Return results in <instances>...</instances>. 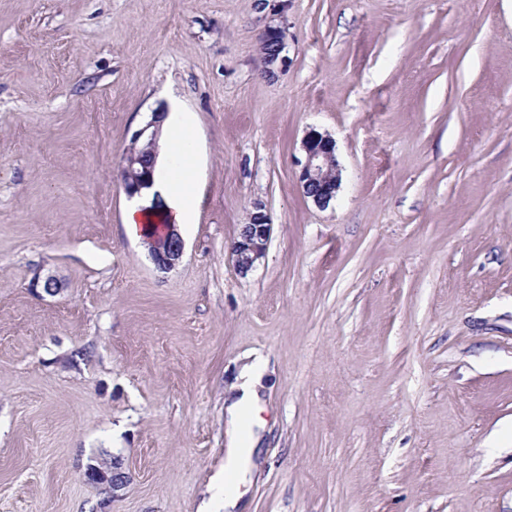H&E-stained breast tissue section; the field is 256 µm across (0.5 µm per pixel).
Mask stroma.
I'll return each instance as SVG.
<instances>
[{
	"mask_svg": "<svg viewBox=\"0 0 512 512\" xmlns=\"http://www.w3.org/2000/svg\"><path fill=\"white\" fill-rule=\"evenodd\" d=\"M163 109L199 159L168 272L118 174ZM257 360L246 512H512V0H0V512L222 502L224 399ZM114 463L119 488L83 477ZM269 45H274L275 50L273 52H268ZM260 50L264 55L265 61L267 63V70L269 76H274V70L271 66L280 61L284 62V58L282 56L283 51L285 50V42L283 37V31L279 26L268 25L262 35L260 40ZM305 161L299 173L304 194L313 203L326 208L336 198L340 173L335 141L327 134L310 129L302 141ZM250 224H242L231 250L234 264L241 275H247L265 256L270 237V217L262 206H256Z\"/></svg>",
	"mask_w": 512,
	"mask_h": 512,
	"instance_id": "1",
	"label": "stroma"
}]
</instances>
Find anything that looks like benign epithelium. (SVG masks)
<instances>
[{
  "label": "benign epithelium",
  "instance_id": "benign-epithelium-1",
  "mask_svg": "<svg viewBox=\"0 0 512 512\" xmlns=\"http://www.w3.org/2000/svg\"><path fill=\"white\" fill-rule=\"evenodd\" d=\"M271 45L275 46L272 52L268 51ZM260 50L267 63L268 75H274L273 65L284 61L282 53L285 50V42L280 27L269 25L264 29ZM162 116H164L162 112L152 113V118L131 136V148L125 154L119 171L124 191L130 198L142 195V192L151 188L153 184L158 140L161 135L159 118ZM140 148L148 154L149 164L132 176L130 169L137 162L135 151ZM302 149L305 153V161L299 173V182L304 194L311 198L316 206L325 208L336 198L340 186L335 141L330 136L311 129L302 141ZM270 229V217L260 206L256 207V211L251 214L250 223L241 225L231 247L234 264L239 274L244 276L251 272L265 256ZM145 241L154 263L164 272L172 269L183 256L184 242L174 224H161L146 236ZM84 477L91 482H107L114 488L121 486L124 480V476L115 466L105 470L98 465H90L86 468Z\"/></svg>",
  "mask_w": 512,
  "mask_h": 512
}]
</instances>
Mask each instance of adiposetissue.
<instances>
[{
    "label": "adipose tissue",
    "mask_w": 512,
    "mask_h": 512,
    "mask_svg": "<svg viewBox=\"0 0 512 512\" xmlns=\"http://www.w3.org/2000/svg\"><path fill=\"white\" fill-rule=\"evenodd\" d=\"M162 132L165 141L157 158L153 189L130 203L125 211V230L135 238L142 237L152 224L164 221L181 225L190 221L198 177L193 127L186 119L168 116L163 120ZM264 372L263 364L244 365L235 395L224 403L228 443L223 475L235 482L234 489L224 493V512H237L241 499L238 487L252 477L258 437L245 432V418L257 409L261 400Z\"/></svg>",
    "instance_id": "adipose-tissue-1"
}]
</instances>
